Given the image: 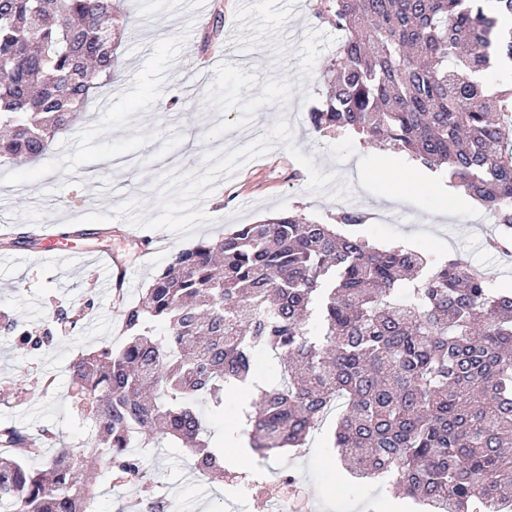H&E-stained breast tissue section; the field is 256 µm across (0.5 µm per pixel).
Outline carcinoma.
Here are the masks:
<instances>
[{
  "instance_id": "cac0c4a2",
  "label": "carcinoma",
  "mask_w": 512,
  "mask_h": 512,
  "mask_svg": "<svg viewBox=\"0 0 512 512\" xmlns=\"http://www.w3.org/2000/svg\"><path fill=\"white\" fill-rule=\"evenodd\" d=\"M114 2L0 0V159L45 158L112 82ZM316 15L344 40L312 128L442 170L512 226V0H317ZM367 220L279 213L174 252L123 310V345L70 366L106 474L134 481L144 449L170 441L223 476L198 404L223 408L266 350L283 374L243 411L257 454L301 447L339 401L334 447L358 475H393L437 512H512V289L456 255L434 264L338 230ZM45 444L0 429V512H91L83 452L31 466Z\"/></svg>"
}]
</instances>
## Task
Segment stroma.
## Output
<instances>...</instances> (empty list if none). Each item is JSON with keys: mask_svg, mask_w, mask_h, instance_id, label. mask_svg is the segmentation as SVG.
Here are the masks:
<instances>
[{"mask_svg": "<svg viewBox=\"0 0 512 512\" xmlns=\"http://www.w3.org/2000/svg\"><path fill=\"white\" fill-rule=\"evenodd\" d=\"M127 16L114 52V77L42 161L0 163V320L15 319L53 340L33 349L0 335V425L49 430L81 443L86 413L70 397L69 366L82 352L119 347L122 303L136 302L171 254L295 211L326 222L361 208L356 233L406 244L441 260L457 255L493 280L512 281V255L486 248L479 223L446 212L444 179L427 182L400 152L315 132L309 112L325 94L324 70L342 34L320 22L310 0H120ZM170 100L157 111L158 100ZM60 234L54 255L40 237ZM153 249L141 253L140 240ZM122 261L120 290L91 256ZM81 311L75 329L57 310ZM253 394L233 390L209 429L225 439L224 471L248 441L238 413ZM336 413L304 448L253 456L280 493L298 485L313 512H422L392 481L348 473L333 446ZM149 475L178 512H266V493L236 499L205 479L193 453L164 443L149 449ZM148 502L140 483L99 482L93 512Z\"/></svg>", "mask_w": 512, "mask_h": 512, "instance_id": "stroma-1", "label": "stroma"}]
</instances>
